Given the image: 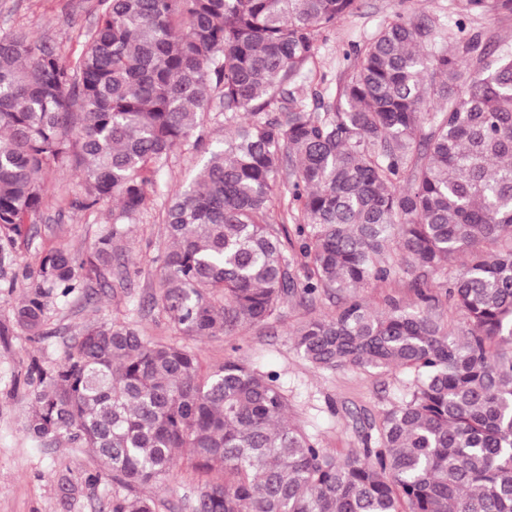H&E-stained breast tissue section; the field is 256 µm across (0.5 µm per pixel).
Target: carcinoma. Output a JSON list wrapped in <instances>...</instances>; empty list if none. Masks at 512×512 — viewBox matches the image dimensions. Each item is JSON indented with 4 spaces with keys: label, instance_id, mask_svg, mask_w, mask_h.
I'll return each instance as SVG.
<instances>
[{
    "label": "carcinoma",
    "instance_id": "cac0c4a2",
    "mask_svg": "<svg viewBox=\"0 0 512 512\" xmlns=\"http://www.w3.org/2000/svg\"><path fill=\"white\" fill-rule=\"evenodd\" d=\"M455 8L509 16L512 0ZM357 9L98 0L77 53L0 35V288L14 287L13 236L47 205L49 171L81 172L73 206H120L87 256L42 257L18 325L38 331L52 300L103 276L187 146L203 163L166 211L169 322L188 338L232 336L288 297L336 294L335 313L297 329L304 358L413 374L411 398L338 457L288 423L277 375L232 357L206 368L130 321H94L60 361L29 364L22 429L92 451L100 468L85 482L112 483L107 512H157L139 489L166 482L179 455L206 476L192 512H512V53L492 57L477 33L426 55L432 26L397 14L310 111L287 85ZM214 108L229 123L215 144L203 137ZM399 269L419 272L415 306L390 298L379 314L356 295ZM445 305L462 316L453 329Z\"/></svg>",
    "mask_w": 512,
    "mask_h": 512
}]
</instances>
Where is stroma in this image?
I'll list each match as a JSON object with an SVG mask.
<instances>
[{
    "label": "stroma",
    "instance_id": "35a3bbf8",
    "mask_svg": "<svg viewBox=\"0 0 512 512\" xmlns=\"http://www.w3.org/2000/svg\"><path fill=\"white\" fill-rule=\"evenodd\" d=\"M96 4L97 0H0V34L40 38L65 54L79 51L85 46L86 31L95 22ZM399 13L433 21L432 48L466 40L478 32L490 50L512 51V16L486 14L461 22L452 0H360L355 14L318 36L313 62L289 86L295 98L312 109L318 97L334 96L356 49ZM201 160L200 153L187 148L170 155L146 209L120 242L122 254L113 259L104 281H92L88 292L50 303L45 322L35 333L15 321L16 309L30 287L28 271L55 247L86 253L116 212L112 203L94 211L69 207V200L80 189L78 173L67 169L47 174L49 202L16 237V263L11 272L14 287L0 291V512H99L111 497V486L84 481L85 474L98 466L89 449L65 442L45 447L24 434L22 422L31 389L27 366L34 359L59 361L85 325L104 316L137 322L152 339L181 338L159 308L153 307L152 298L159 292V259L170 247L164 231L169 198L190 180ZM412 278V273L402 270L389 282L361 288L360 294L376 311L385 310L390 297L407 305L413 301L409 290ZM335 306V301L326 297L307 307L290 299L265 325L240 330L231 337L185 341L205 365L217 366L234 356L277 374L290 400L289 422L316 437L322 447L343 455L361 445L356 417L376 421L384 411L401 405L410 395L412 377L403 369L313 368L296 349L293 333L302 321L334 311ZM64 475L75 485L67 499L58 486ZM200 482L186 459L180 458L162 487L147 486L143 492L158 499L159 512H190L189 502Z\"/></svg>",
    "mask_w": 512,
    "mask_h": 512
}]
</instances>
